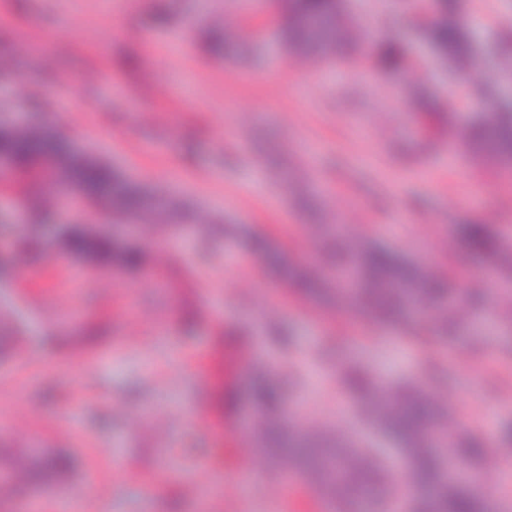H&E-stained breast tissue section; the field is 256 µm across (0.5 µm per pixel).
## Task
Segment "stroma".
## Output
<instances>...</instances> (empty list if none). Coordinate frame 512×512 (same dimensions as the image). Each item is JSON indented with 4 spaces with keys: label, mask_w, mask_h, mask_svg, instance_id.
I'll use <instances>...</instances> for the list:
<instances>
[{
    "label": "stroma",
    "mask_w": 512,
    "mask_h": 512,
    "mask_svg": "<svg viewBox=\"0 0 512 512\" xmlns=\"http://www.w3.org/2000/svg\"><path fill=\"white\" fill-rule=\"evenodd\" d=\"M233 32L222 57L202 34ZM477 76L512 99V0H468ZM402 0H351L362 45L348 61L290 50L269 0H0V116L62 133L147 190L178 191L195 218L170 216L129 245L136 270L66 255L61 225L86 206L61 199L56 221L23 222L31 180H0V512L50 500L55 476L17 475L69 453L82 512H331L289 485L251 433L254 387L281 388L280 415L304 413L392 448L368 431L343 381L361 364L410 382L501 450L512 428V328L466 326L454 348L384 331L349 305H316L273 278L252 247L264 235L294 260L336 261L319 225L473 286L503 309L486 255L456 234L482 223L512 238V175L468 150L484 113L474 78L452 81ZM404 46L380 70L371 41Z\"/></svg>",
    "instance_id": "obj_1"
}]
</instances>
